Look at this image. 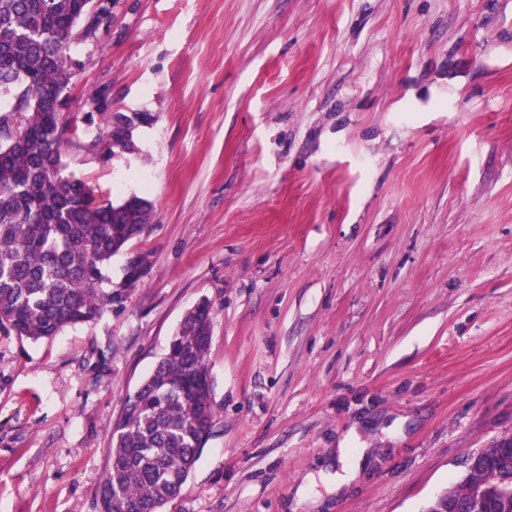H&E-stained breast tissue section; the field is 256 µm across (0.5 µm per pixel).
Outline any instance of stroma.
<instances>
[{"label":"stroma","instance_id":"stroma-1","mask_svg":"<svg viewBox=\"0 0 512 512\" xmlns=\"http://www.w3.org/2000/svg\"><path fill=\"white\" fill-rule=\"evenodd\" d=\"M70 55L68 172L152 216L107 270L123 309L0 332V512H99L204 300L217 421L164 512H422L512 434V0H112ZM116 111L150 121L104 157Z\"/></svg>","mask_w":512,"mask_h":512}]
</instances>
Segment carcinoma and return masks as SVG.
Wrapping results in <instances>:
<instances>
[{"label": "carcinoma", "instance_id": "cac0c4a2", "mask_svg": "<svg viewBox=\"0 0 512 512\" xmlns=\"http://www.w3.org/2000/svg\"><path fill=\"white\" fill-rule=\"evenodd\" d=\"M87 0H0V332L37 342L90 324L124 303L104 273L140 235L151 204L132 195L114 204L65 174L71 123L58 108L72 78L69 54ZM139 117L101 113L106 155L137 150ZM211 310L198 304L180 321L149 377L130 396L112 431L99 512H163L178 498L215 426L203 379ZM498 475L490 493L512 512V453L484 449ZM472 484L446 494L466 512Z\"/></svg>", "mask_w": 512, "mask_h": 512}]
</instances>
